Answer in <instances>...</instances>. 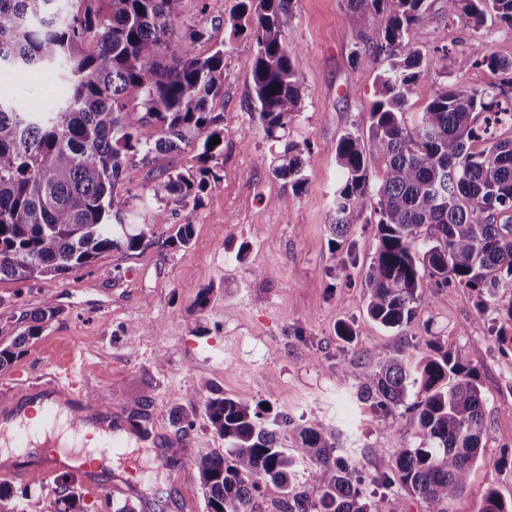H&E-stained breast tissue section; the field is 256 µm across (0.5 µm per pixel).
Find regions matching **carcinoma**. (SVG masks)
Listing matches in <instances>:
<instances>
[{
	"label": "carcinoma",
	"instance_id": "cac0c4a2",
	"mask_svg": "<svg viewBox=\"0 0 512 512\" xmlns=\"http://www.w3.org/2000/svg\"><path fill=\"white\" fill-rule=\"evenodd\" d=\"M0 0V73L44 69L58 75L62 94L46 111H30L0 99V280L54 277L89 265L108 251L144 247L146 232L129 220L139 193L124 187L123 174L142 165L162 181L152 188L155 204L146 225L167 226L161 246L188 247L193 224L172 222L176 210L199 206L221 179L208 163L224 153V114L211 103L224 95V45L203 55L197 46L224 29L253 37L252 103L271 146L272 172L304 185L300 146L288 124L303 101V54L281 39L292 0H237L229 17L214 16L211 28L189 26L173 38L184 0ZM457 12L482 35L487 22L512 25V0H452ZM356 36L371 23L382 39L361 50L357 64L385 68L367 136L343 135L334 150L341 171L326 223L344 238L359 218L358 204L370 194L378 215V246L367 275V312L386 328H400L417 313L426 289L453 285L476 293L478 313L502 323L497 331L512 342V301L494 302L497 288L512 285V138L491 132L498 117H512V102L498 99V86L437 90L417 113L413 128L405 114L414 87L427 76L423 56L408 40L427 16V0H346ZM484 65L512 75V59L482 54L477 46L458 59L462 72ZM157 129L144 139L141 130ZM200 146L199 166L181 170L174 157ZM384 162L382 181L371 186L369 165ZM60 314L53 297L22 320L29 321L10 344H0V371L31 345L42 324ZM420 443L402 448L374 480L399 482L428 505L449 512L465 492L486 436L484 398L476 369L458 349L433 348L411 363L389 359L363 376L360 400L389 412L405 404L409 389ZM224 452L196 458L207 512H255L253 490L263 483L282 512H384L382 499L362 495L360 480L334 457L338 445L328 425L312 420L293 425L286 449L261 412L241 400L214 397L206 403ZM307 459L332 472L312 504L291 493L293 468ZM11 486L0 481V512H41L27 500L8 507ZM57 512H88L78 488L58 493ZM478 512H509L497 492L486 491Z\"/></svg>",
	"mask_w": 512,
	"mask_h": 512
}]
</instances>
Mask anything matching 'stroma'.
I'll return each instance as SVG.
<instances>
[{
  "label": "stroma",
  "instance_id": "1",
  "mask_svg": "<svg viewBox=\"0 0 512 512\" xmlns=\"http://www.w3.org/2000/svg\"><path fill=\"white\" fill-rule=\"evenodd\" d=\"M428 4L425 22L409 33L429 73L409 99L410 120L444 85L482 89L494 80L484 67L458 72L475 34L453 0ZM215 38L226 43L224 96L212 105L224 115L221 179L201 207L178 211L193 225L188 248L111 251L53 278L0 281L2 341L17 336L20 317L46 296L61 310L0 372V397L49 373L84 379L94 403L111 409L122 445L111 467L65 469L47 484L22 477L40 455L13 456L9 484L43 512H56L57 493L69 482L89 512H113L122 502L135 512H206L193 462L223 446L205 416L218 392L269 405L268 421L277 414L298 424L322 420L338 431L336 455L360 477L364 495L383 499L386 512L398 500L406 512H427L400 485L374 480L384 462L418 444L413 411L385 414L357 395L371 367L392 357L416 362L439 345L466 354L486 400L481 457L450 512H478L490 488L511 503L512 343L499 339L497 325L478 315L475 293L462 288L427 290L401 328L376 323L366 284L378 245L374 199H361L360 219L343 241H334L325 221L339 181L333 147L346 132L367 133L376 99L377 68L355 64L351 51L359 38L379 42L380 28L354 32L344 0H294L282 39L308 59L302 109L289 126L307 177L298 190L270 169L271 142L251 100V38ZM56 90L31 70L0 77L1 97L42 107ZM345 324L352 339L338 334ZM135 405L147 418L141 433L125 413Z\"/></svg>",
  "mask_w": 512,
  "mask_h": 512
}]
</instances>
